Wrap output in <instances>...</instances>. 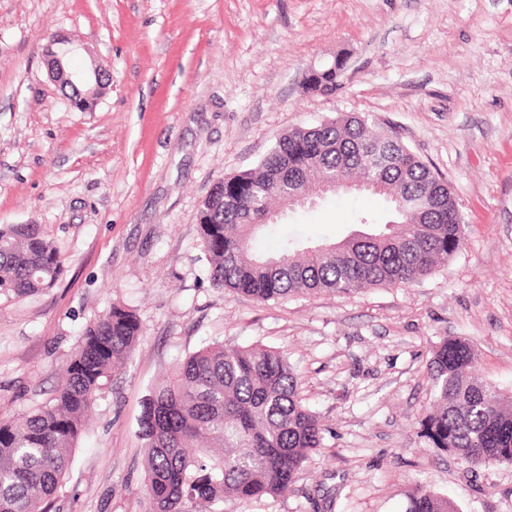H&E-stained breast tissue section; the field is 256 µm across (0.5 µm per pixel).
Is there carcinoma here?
I'll use <instances>...</instances> for the list:
<instances>
[{
	"mask_svg": "<svg viewBox=\"0 0 512 512\" xmlns=\"http://www.w3.org/2000/svg\"><path fill=\"white\" fill-rule=\"evenodd\" d=\"M353 184L383 198L384 224L340 242L257 254L253 242L277 223L271 204L322 198ZM197 224L210 279L259 303L317 291L351 293L407 286L459 251L464 221L448 180L384 127L360 116L328 119L281 135L257 168L218 181ZM64 262L38 224L0 225V295L27 297L53 287ZM142 336L136 313L114 305L90 322L42 405L0 419V512H55L73 450L89 415ZM473 346L444 339L429 363L436 391L422 434L478 470L512 464V400L472 375ZM149 512H224L288 494L321 447L323 425L299 392L281 351L213 342L179 360L152 388L139 420ZM406 512H458L424 486Z\"/></svg>",
	"mask_w": 512,
	"mask_h": 512,
	"instance_id": "carcinoma-1",
	"label": "carcinoma"
}]
</instances>
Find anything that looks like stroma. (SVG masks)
Here are the masks:
<instances>
[{
    "instance_id": "1",
    "label": "stroma",
    "mask_w": 512,
    "mask_h": 512,
    "mask_svg": "<svg viewBox=\"0 0 512 512\" xmlns=\"http://www.w3.org/2000/svg\"><path fill=\"white\" fill-rule=\"evenodd\" d=\"M111 80L65 105L53 39ZM345 67L334 94L309 71ZM356 113L445 176L461 249L408 286L259 304L213 286L197 212L213 185L276 139ZM376 196L336 193L256 241L337 242ZM39 224L64 260L54 287L0 297V416L46 401L86 324L132 308L143 335L113 373L73 453L60 512H148L138 437L155 381L221 341L282 351L323 426L287 496L227 512H406L423 485L459 512H512V465L469 470L421 422L443 338L469 339L473 372L512 392V0H0V225Z\"/></svg>"
}]
</instances>
